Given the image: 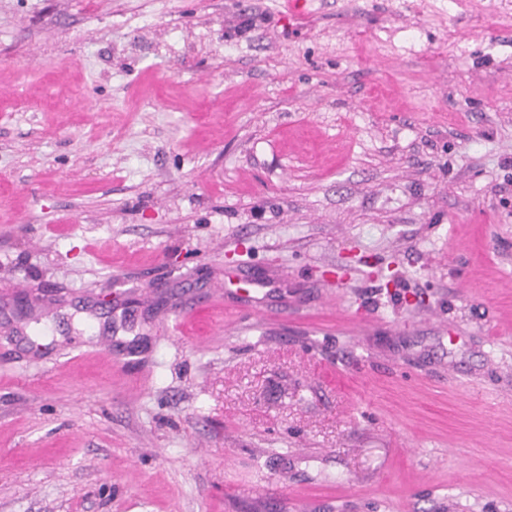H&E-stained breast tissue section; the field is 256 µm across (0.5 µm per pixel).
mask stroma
Returning <instances> with one entry per match:
<instances>
[{
  "instance_id": "obj_1",
  "label": "stroma",
  "mask_w": 512,
  "mask_h": 512,
  "mask_svg": "<svg viewBox=\"0 0 512 512\" xmlns=\"http://www.w3.org/2000/svg\"><path fill=\"white\" fill-rule=\"evenodd\" d=\"M278 2L0 0V512H512V0Z\"/></svg>"
}]
</instances>
